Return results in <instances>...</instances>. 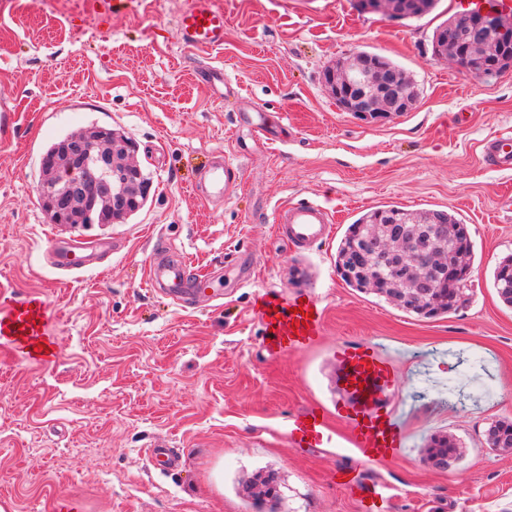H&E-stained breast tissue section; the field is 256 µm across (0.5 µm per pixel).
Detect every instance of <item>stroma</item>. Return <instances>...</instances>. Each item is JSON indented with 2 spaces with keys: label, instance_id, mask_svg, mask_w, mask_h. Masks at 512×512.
<instances>
[{
  "label": "stroma",
  "instance_id": "obj_1",
  "mask_svg": "<svg viewBox=\"0 0 512 512\" xmlns=\"http://www.w3.org/2000/svg\"><path fill=\"white\" fill-rule=\"evenodd\" d=\"M188 2L0 0V103L12 110L0 127V308L44 301L55 351L42 363L0 338V500L12 512H361L333 480L348 468L385 486L380 512H512V455L482 445L493 421L512 420V307L493 286L512 254V170L481 156L487 138L512 140V67L479 78L434 54V29L462 0L400 20L356 0H213L226 23L209 51L176 33ZM357 51L410 77L412 111L375 121L337 106L323 74ZM206 66L223 69L225 98L196 81ZM96 126L134 144L151 188L119 223L64 229L112 244L98 266L66 274L45 254L41 161ZM217 155L236 179L211 200L193 183ZM303 200L333 222L322 242L296 248L276 237V216ZM388 205L467 224L463 308L423 319L340 279L348 225ZM160 238L201 275L250 256L251 280L194 308L157 297L147 266ZM311 295L318 340L270 350L267 303ZM365 342L396 377L373 397L407 433L394 459L363 460L336 419L347 400L336 351ZM314 407L332 439L298 446L291 426ZM443 435L462 454L444 472L426 460ZM158 444L179 450L178 469L152 465ZM270 474L278 501L240 495Z\"/></svg>",
  "mask_w": 512,
  "mask_h": 512
}]
</instances>
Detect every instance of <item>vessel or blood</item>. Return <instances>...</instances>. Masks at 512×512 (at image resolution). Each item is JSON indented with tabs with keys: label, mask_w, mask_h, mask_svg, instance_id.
Wrapping results in <instances>:
<instances>
[{
	"label": "vessel or blood",
	"mask_w": 512,
	"mask_h": 512,
	"mask_svg": "<svg viewBox=\"0 0 512 512\" xmlns=\"http://www.w3.org/2000/svg\"><path fill=\"white\" fill-rule=\"evenodd\" d=\"M181 42L187 47L205 51L224 43V12L214 6L213 0H192L177 20ZM485 161L499 169L512 168V142L494 138L484 141ZM230 168L226 165L205 168L198 188L204 195L226 196L232 190ZM330 222L329 210L314 202L291 203L280 209L277 216L278 237L295 247L306 246L324 239ZM46 254L55 268L77 271L94 266L96 252L90 251L73 238L52 233L47 238ZM150 288L170 299L174 304L215 300L224 293L223 277L200 276L192 273L184 258L176 256L166 241L155 245L148 265ZM49 311L46 304L37 309L10 308L0 313V334L34 339ZM269 346L274 350H296L308 345L319 332L318 318L303 319L297 312H288L269 323ZM339 383L347 390L349 404L337 407L336 416L348 429V439L361 454L369 459L399 455L406 446L407 436L393 413L368 405V393L378 387L392 385L394 373L376 349L370 344L356 348L343 347L338 351ZM308 444L330 440L332 431L326 415L318 410L308 411L305 418L293 426Z\"/></svg>",
	"instance_id": "1"
}]
</instances>
